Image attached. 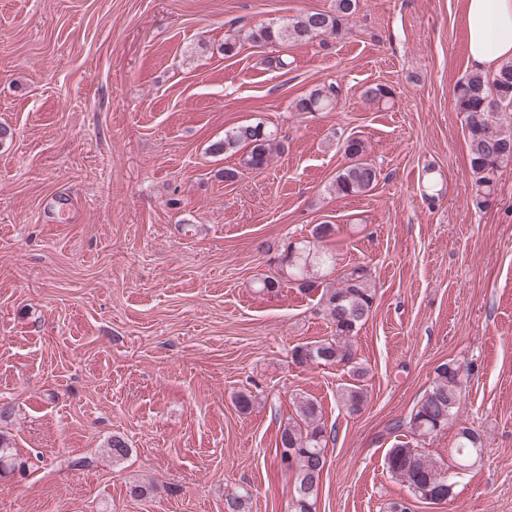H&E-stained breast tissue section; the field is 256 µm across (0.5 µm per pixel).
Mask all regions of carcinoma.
I'll return each mask as SVG.
<instances>
[{
	"mask_svg": "<svg viewBox=\"0 0 512 512\" xmlns=\"http://www.w3.org/2000/svg\"><path fill=\"white\" fill-rule=\"evenodd\" d=\"M358 0H333L328 11L307 12L279 25L252 28L245 40L255 47H288L304 45L320 36L340 38L356 13ZM339 85L336 82L316 86L295 100L292 108L301 113L323 111L336 104ZM457 111L463 114L468 139L469 164L477 176L473 203L479 209L488 204L494 191L496 176L512 165V61L502 63L490 76L473 72L461 79L455 88ZM285 148L284 138L262 121L241 123L224 132V140L213 145L216 152L244 150L243 164L248 170H259L272 154ZM347 164L336 173L332 187L336 194L353 196L372 191L381 171L366 157V146L358 137H347L341 145ZM283 274L299 288H321L320 302L324 313L335 326L329 339L306 343L294 348L292 359L304 364H330L348 367L351 382L339 394L342 409L349 415L363 410L367 400L365 378L368 369L354 360L352 338L368 320L375 298L370 270L357 266L344 273L339 283L326 281L328 269L336 265V255L325 247L315 248L303 241L296 249H285ZM435 377L410 414L388 426L391 435L408 432L413 439L436 435L457 417L462 398L461 366L446 362L434 370ZM294 416L281 428L276 442L280 463L292 472L295 512H312L311 499L319 486L325 466V449L334 430L321 422L316 402L297 394L292 398ZM107 452L112 461L126 458L129 448L120 436L108 441ZM483 441L474 429L461 426L451 449L455 467L465 470L481 458ZM389 473L407 484L419 500H447L452 483L422 452L419 445L399 440L386 456ZM248 493H233L224 499V512H246Z\"/></svg>",
	"mask_w": 512,
	"mask_h": 512,
	"instance_id": "carcinoma-1",
	"label": "carcinoma"
}]
</instances>
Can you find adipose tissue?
Masks as SVG:
<instances>
[{"label":"adipose tissue","mask_w":512,"mask_h":512,"mask_svg":"<svg viewBox=\"0 0 512 512\" xmlns=\"http://www.w3.org/2000/svg\"><path fill=\"white\" fill-rule=\"evenodd\" d=\"M468 57L477 70L512 58V0H464Z\"/></svg>","instance_id":"adipose-tissue-1"}]
</instances>
